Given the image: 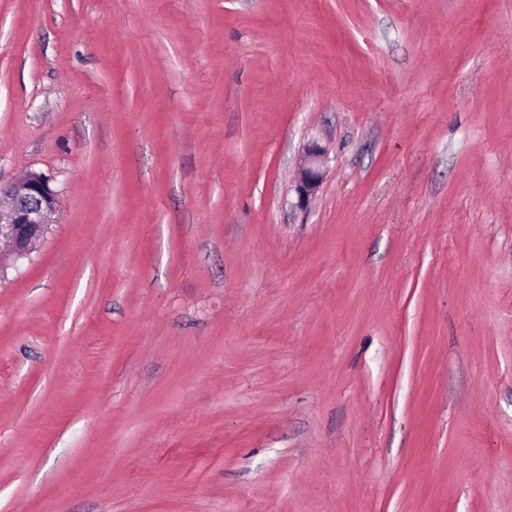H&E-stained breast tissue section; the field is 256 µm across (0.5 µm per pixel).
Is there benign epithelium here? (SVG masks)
<instances>
[{"mask_svg": "<svg viewBox=\"0 0 512 512\" xmlns=\"http://www.w3.org/2000/svg\"><path fill=\"white\" fill-rule=\"evenodd\" d=\"M323 160L321 147L312 144L307 148L305 166L295 185L297 206H304L319 188ZM1 196L8 198L9 206L0 211V248H5L17 263L28 258L34 244L44 237L59 198L50 179L37 172L27 174L16 184L0 186Z\"/></svg>", "mask_w": 512, "mask_h": 512, "instance_id": "1", "label": "benign epithelium"}]
</instances>
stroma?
<instances>
[{
  "mask_svg": "<svg viewBox=\"0 0 512 512\" xmlns=\"http://www.w3.org/2000/svg\"><path fill=\"white\" fill-rule=\"evenodd\" d=\"M31 171L0 512H512V0H0ZM324 150L317 144L309 145L306 150L305 166L299 173L295 191L297 194V206L302 207L319 188L322 172L321 165L324 160Z\"/></svg>",
  "mask_w": 512,
  "mask_h": 512,
  "instance_id": "stroma-1",
  "label": "stroma"
}]
</instances>
